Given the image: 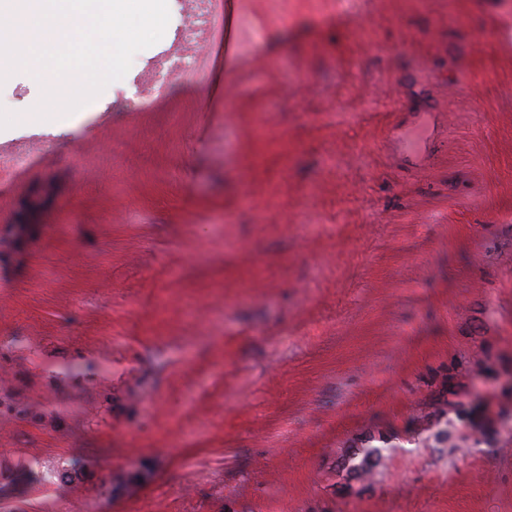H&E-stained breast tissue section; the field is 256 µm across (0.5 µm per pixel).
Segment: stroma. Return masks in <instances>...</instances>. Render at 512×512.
Masks as SVG:
<instances>
[{
    "label": "stroma",
    "instance_id": "stroma-1",
    "mask_svg": "<svg viewBox=\"0 0 512 512\" xmlns=\"http://www.w3.org/2000/svg\"><path fill=\"white\" fill-rule=\"evenodd\" d=\"M179 23L0 129V512H512V0H212L141 108ZM200 1V2H197ZM179 11L187 15L188 23L182 19L185 31L188 33L186 39L188 41V48L185 54L178 57L173 61L168 71L172 76L183 78L191 73L197 64L198 54L195 53L193 48L195 45L201 44L204 39H200L210 28L211 16L207 8V2L201 0H194L193 11L191 17L188 16L186 1L176 0ZM200 5V6H199ZM358 452H353L352 457L347 459V470H350L356 476H362L370 472L382 459V449L372 446H363L357 448ZM361 454V461L357 464L352 463L357 455Z\"/></svg>",
    "mask_w": 512,
    "mask_h": 512
}]
</instances>
